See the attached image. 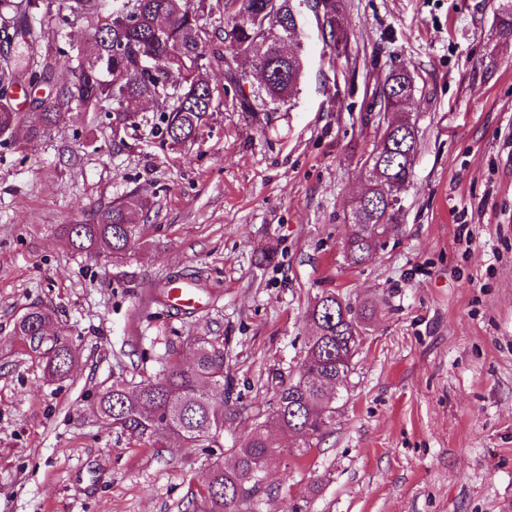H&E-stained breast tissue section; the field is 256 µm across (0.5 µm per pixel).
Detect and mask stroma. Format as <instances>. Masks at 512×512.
<instances>
[{
    "mask_svg": "<svg viewBox=\"0 0 512 512\" xmlns=\"http://www.w3.org/2000/svg\"><path fill=\"white\" fill-rule=\"evenodd\" d=\"M502 0H342L344 40L299 17L303 73L282 108L252 121L216 97L210 127L170 149L141 128L113 145L84 113L0 148V512H201L214 462L266 424L278 449L259 512H512V40ZM403 67L420 147L402 227L351 265L342 256L386 122L374 94ZM137 194L123 262L73 252L60 224L90 223ZM190 273L197 310L156 292ZM376 314L336 422L304 457L269 426L295 374L316 296ZM35 306L75 352L50 380L13 327ZM224 341L245 409L223 448H153L96 414L99 395Z\"/></svg>",
    "mask_w": 512,
    "mask_h": 512,
    "instance_id": "stroma-1",
    "label": "stroma"
}]
</instances>
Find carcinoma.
<instances>
[{
    "label": "carcinoma",
    "instance_id": "1",
    "mask_svg": "<svg viewBox=\"0 0 512 512\" xmlns=\"http://www.w3.org/2000/svg\"><path fill=\"white\" fill-rule=\"evenodd\" d=\"M224 21V51L208 49L206 0H112L105 12L102 0H0V145L21 147L18 129L37 139L46 136L66 115L78 109L95 123L100 115L109 120L112 142L138 126L139 114L124 108L125 101L151 106L156 121L152 133L161 145L182 146L196 141L213 113L214 94L232 97L240 111L253 117L270 106H280L297 91L302 75L300 29L293 21V0H221ZM322 7L323 27L333 43L343 39L337 21L340 0H314ZM74 19H85L95 32L75 45L45 42L42 28L55 24L59 32ZM497 35L512 40V4L493 20ZM251 56L265 71L260 86L245 87L237 59ZM71 65L73 79L53 82L55 70ZM224 71V84L216 88L210 70ZM29 93L30 106L16 109L9 89ZM409 71L392 70L375 92L379 111L394 115L405 111L413 96ZM389 122L371 154L381 168L375 169L372 189L362 210L352 214L353 231L343 248L352 264L363 262L371 248L369 227L387 224L393 231L401 208L387 207L383 193L406 189L412 176L418 136L401 137ZM148 208V202L131 194L125 200L99 211L96 221L62 224L56 233L78 253L126 257L137 229L132 215ZM371 316L367 308L340 307L326 297L312 304L307 317L314 333L306 342L299 371L310 375L302 385L299 377L279 382L272 422L286 435L321 438L333 425L335 404L328 392L336 373L351 368L357 353L355 335L361 320ZM53 323L49 308L34 307L21 315L14 334L35 351H42L44 369L51 377H67L73 352L60 333L44 337ZM234 380L225 366L224 343L202 339L196 345L192 367L184 368L177 357L168 360L162 373L134 389L116 385L100 394L98 415L120 433L138 442L161 447L168 438L186 448H221L224 424L240 412L235 402ZM273 442L256 429L238 447L231 448L234 464L215 463L201 497L205 512H256L257 503L269 495L259 482L268 449Z\"/></svg>",
    "mask_w": 512,
    "mask_h": 512
}]
</instances>
